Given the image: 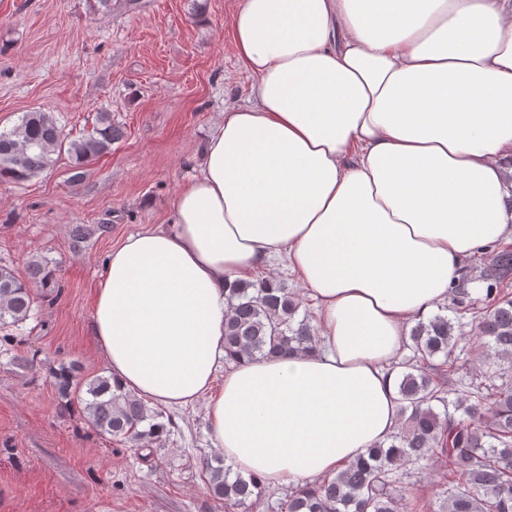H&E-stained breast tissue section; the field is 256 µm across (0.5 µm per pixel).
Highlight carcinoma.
Segmentation results:
<instances>
[{
    "label": "carcinoma",
    "mask_w": 512,
    "mask_h": 512,
    "mask_svg": "<svg viewBox=\"0 0 512 512\" xmlns=\"http://www.w3.org/2000/svg\"><path fill=\"white\" fill-rule=\"evenodd\" d=\"M122 130L112 114L101 112L92 131L70 140L52 112H26L20 123L0 131V180L22 185L67 151L78 166L108 153ZM476 279L485 283L483 299L469 296V278L452 288L454 317L418 319L409 332L412 355L393 364L399 369L401 430L389 444L368 449L335 477L291 488L280 512H399L396 484L406 467L423 460L448 465L442 491L445 512H512V245H500ZM53 292L56 269L45 260L29 263L25 278L0 265V329L25 322L33 311V287ZM224 319L225 360L268 358L314 350L318 334L299 302L280 280L257 275L240 281L227 296ZM468 322H463V319ZM472 326L471 335L464 328ZM481 342L483 374L467 380L452 360L466 340ZM57 397L78 403L97 432L118 442L138 444L166 431L162 413L110 384L107 377L83 378L73 364L52 372ZM467 398L450 401L454 387ZM441 404L442 410L435 409ZM209 495L224 502V512H252L266 491L256 475L230 476L224 459L204 462Z\"/></svg>",
    "instance_id": "obj_1"
}]
</instances>
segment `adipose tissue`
Wrapping results in <instances>:
<instances>
[{
	"instance_id": "obj_1",
	"label": "adipose tissue",
	"mask_w": 512,
	"mask_h": 512,
	"mask_svg": "<svg viewBox=\"0 0 512 512\" xmlns=\"http://www.w3.org/2000/svg\"><path fill=\"white\" fill-rule=\"evenodd\" d=\"M253 77L166 224L128 235L90 333L111 383L211 434L269 486L321 480L399 425L394 362L463 262L512 238V0H237ZM282 255L320 347L223 363L225 290Z\"/></svg>"
}]
</instances>
